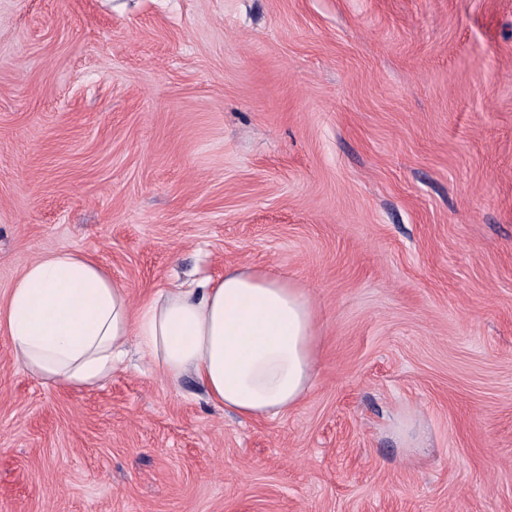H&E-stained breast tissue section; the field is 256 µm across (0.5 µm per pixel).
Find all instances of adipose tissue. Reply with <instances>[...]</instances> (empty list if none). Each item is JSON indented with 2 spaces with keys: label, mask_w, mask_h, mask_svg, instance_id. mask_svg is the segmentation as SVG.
<instances>
[{
  "label": "adipose tissue",
  "mask_w": 512,
  "mask_h": 512,
  "mask_svg": "<svg viewBox=\"0 0 512 512\" xmlns=\"http://www.w3.org/2000/svg\"><path fill=\"white\" fill-rule=\"evenodd\" d=\"M11 351L42 379L103 385L128 341L171 384L195 377L216 407L247 419L295 408L315 377L310 298L284 275L228 266L221 278L156 292L132 306L87 255L59 248L29 264L0 304Z\"/></svg>",
  "instance_id": "1"
}]
</instances>
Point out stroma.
<instances>
[{"label":"stroma","mask_w":512,"mask_h":512,"mask_svg":"<svg viewBox=\"0 0 512 512\" xmlns=\"http://www.w3.org/2000/svg\"><path fill=\"white\" fill-rule=\"evenodd\" d=\"M61 247L284 274L316 376L245 420L0 331V512H512V0H0V301Z\"/></svg>","instance_id":"1"}]
</instances>
